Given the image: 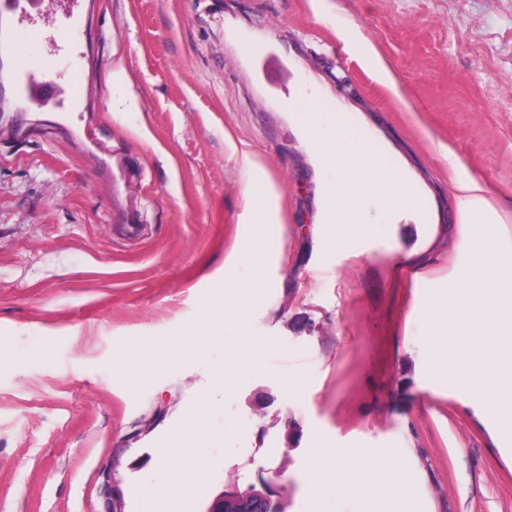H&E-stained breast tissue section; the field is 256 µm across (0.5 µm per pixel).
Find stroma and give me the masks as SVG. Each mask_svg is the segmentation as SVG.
<instances>
[{
	"label": "stroma",
	"instance_id": "stroma-1",
	"mask_svg": "<svg viewBox=\"0 0 512 512\" xmlns=\"http://www.w3.org/2000/svg\"><path fill=\"white\" fill-rule=\"evenodd\" d=\"M14 2L0 39L33 36L54 85L25 88L0 48V512H107L108 478L123 512H151L185 429L201 468L184 512L263 482L284 512H360L309 496L320 446L396 449L430 512H512V440L430 374L423 317L485 231L460 226L454 180L512 216V0ZM118 60L129 99L106 83ZM305 100L377 141L427 209L371 213L340 249L315 233L331 174L294 117ZM244 150L280 195L279 259L201 353L249 230ZM244 334L261 352L213 383ZM128 349L161 364L133 376Z\"/></svg>",
	"mask_w": 512,
	"mask_h": 512
}]
</instances>
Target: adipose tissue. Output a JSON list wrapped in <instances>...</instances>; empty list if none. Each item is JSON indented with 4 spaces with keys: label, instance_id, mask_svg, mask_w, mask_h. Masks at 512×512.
Masks as SVG:
<instances>
[{
    "label": "adipose tissue",
    "instance_id": "1",
    "mask_svg": "<svg viewBox=\"0 0 512 512\" xmlns=\"http://www.w3.org/2000/svg\"><path fill=\"white\" fill-rule=\"evenodd\" d=\"M298 119L318 160L334 172L326 188L325 221L336 247L347 245L349 233L368 234L370 226L364 216L368 206L391 214L419 211L421 192L401 171L384 166V153L377 143L361 138L339 118H325L312 105L302 107ZM238 163L249 237L236 251L234 263L250 267L254 277L249 287L228 285L210 297L204 325L212 330L223 328L231 311H244L263 288L275 254L271 241L277 196L257 158L244 151ZM454 192L461 224H492L496 230L477 242L463 278L449 283L424 310L429 369L436 376H451L463 393L480 396L484 404L479 418L495 436L512 438V252L502 249V239L512 227L480 180L460 179ZM193 441L192 432L182 431L170 442L172 451L183 460V469L157 495L160 512H179L192 487ZM310 455L312 496L346 494L362 503V512H381L384 504L388 512H423L412 473L396 462L392 450L315 448Z\"/></svg>",
    "mask_w": 512,
    "mask_h": 512
}]
</instances>
